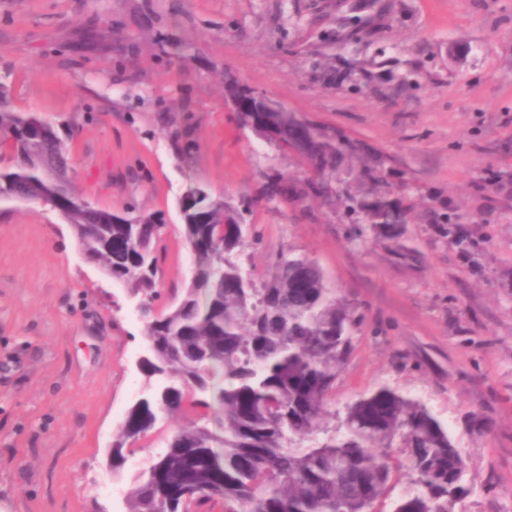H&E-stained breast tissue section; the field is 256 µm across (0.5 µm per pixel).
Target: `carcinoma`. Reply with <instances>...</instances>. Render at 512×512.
<instances>
[{"mask_svg": "<svg viewBox=\"0 0 512 512\" xmlns=\"http://www.w3.org/2000/svg\"><path fill=\"white\" fill-rule=\"evenodd\" d=\"M233 94L247 109L265 102L249 87ZM283 141L296 117L276 113ZM73 133H61L12 104L0 84V142L13 165L0 169V201L50 200L70 224L81 252L142 303L151 395L128 411L112 443V468L125 445L156 421L190 412L152 454L126 493L127 512H378L401 478L393 512H455L468 494L465 462L448 427L427 406L390 388L330 410L336 378L353 351L362 316L336 297L317 262L281 255L256 281L240 262L245 235L226 234L228 204L201 184L179 202L192 276L181 292L155 288L162 216L130 217L75 195L67 170ZM357 146L314 126L303 167L315 178L259 171L267 199L304 207L310 191L330 195L336 166ZM373 230L408 220L402 198L361 205ZM308 266L305 275L295 268Z\"/></svg>", "mask_w": 512, "mask_h": 512, "instance_id": "obj_1", "label": "carcinoma"}]
</instances>
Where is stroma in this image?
<instances>
[{
  "mask_svg": "<svg viewBox=\"0 0 512 512\" xmlns=\"http://www.w3.org/2000/svg\"><path fill=\"white\" fill-rule=\"evenodd\" d=\"M363 144L306 210L258 181L300 160L244 126L230 82ZM0 82L75 132L94 206L163 214L158 287H184L178 200L201 184L255 202L264 274L314 259L363 315L337 406L382 386L420 399L467 462L455 512H512V0H0ZM381 162L385 179H357ZM407 184L413 219L359 232L341 195ZM144 325L39 201L0 203V512H125L132 477L183 417L109 452L138 399Z\"/></svg>",
  "mask_w": 512,
  "mask_h": 512,
  "instance_id": "stroma-1",
  "label": "stroma"
}]
</instances>
